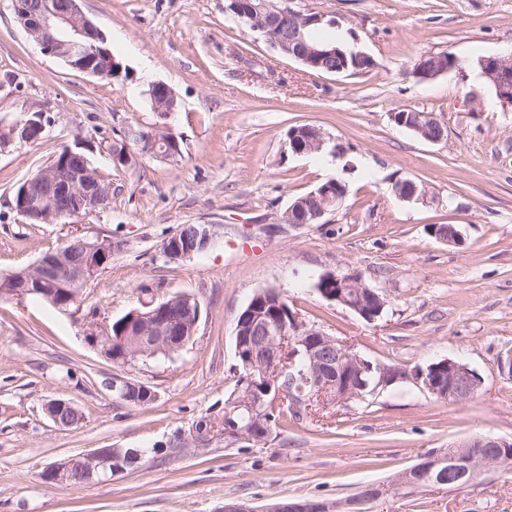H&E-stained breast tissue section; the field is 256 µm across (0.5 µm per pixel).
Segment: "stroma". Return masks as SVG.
I'll return each instance as SVG.
<instances>
[{
	"mask_svg": "<svg viewBox=\"0 0 512 512\" xmlns=\"http://www.w3.org/2000/svg\"><path fill=\"white\" fill-rule=\"evenodd\" d=\"M225 0H82L125 74L102 80L46 55L0 0V113L38 103L43 139L0 152V275L33 264L72 232L123 242L78 302L0 297V512H222L283 499L337 500L480 434L512 439V380L498 359L512 350V110L502 108L477 58L512 46V0H295L327 13L348 44L374 58L365 74H313L233 20ZM467 60L432 80L413 72L420 55ZM161 82L178 109L159 117L146 91ZM432 113L442 142L396 126L393 112ZM320 127L340 154H295L288 131ZM162 127L180 161L145 157L117 168L106 141L131 128ZM83 152L112 183L105 210L78 224H28L14 191L62 148ZM348 186L326 223L294 229L280 217L329 179ZM426 191L401 199L396 182ZM185 224H210V247L166 262L163 242ZM438 224L458 225L448 245ZM362 273L388 297L364 321L326 301L325 273ZM276 288L307 324L367 359L408 371L457 359L483 383L462 405L403 379L324 418L289 424L268 440L183 453L165 446L203 417L221 422L238 358L234 330L255 292ZM175 293L200 306L188 345L122 365L89 339L141 301ZM155 393L129 406L114 378ZM63 399L83 421L61 428L45 405ZM141 448L145 463L106 482L52 485L43 469L95 448ZM373 512H512V472L462 490L431 488L374 505Z\"/></svg>",
	"mask_w": 512,
	"mask_h": 512,
	"instance_id": "obj_1",
	"label": "stroma"
}]
</instances>
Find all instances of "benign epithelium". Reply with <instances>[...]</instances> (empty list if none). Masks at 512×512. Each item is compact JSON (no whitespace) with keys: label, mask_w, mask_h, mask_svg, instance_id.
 <instances>
[{"label":"benign epithelium","mask_w":512,"mask_h":512,"mask_svg":"<svg viewBox=\"0 0 512 512\" xmlns=\"http://www.w3.org/2000/svg\"><path fill=\"white\" fill-rule=\"evenodd\" d=\"M81 0H15V13L20 23L42 51L62 59L67 66L100 79L114 78L117 61L107 45V40L92 21L83 13ZM235 15L248 17L252 28L259 31L268 45L277 53L303 65L319 66L326 57L325 49L310 43L305 30L325 18L323 13H306L291 5L290 0H260L245 15L234 10ZM484 77L493 84L498 101L512 108V51L492 55L481 60ZM450 71L442 56L426 55L415 69L421 79H432ZM148 95L155 111H161L159 100L168 101L166 111L174 109V93L164 83L150 85ZM400 126L431 143H440L443 135L437 132L441 122L425 113H405L399 118ZM46 131L44 111L36 104L26 103L14 118L0 151L15 144H34ZM308 135L289 137V147L295 154L318 152L326 143L325 134L317 128H308ZM180 150L177 137L172 136L160 145L157 129L130 130L122 136L119 146H107L112 162L126 167L136 164L140 157L150 155L170 160ZM112 188L97 180L87 157L71 149L60 167L45 165L40 172L24 181L19 214L37 224H53L64 216L92 215L109 197ZM395 192L404 200L422 198L425 191L411 180L395 184ZM342 199L340 184L330 179L299 198L283 214L281 221L297 228L305 224H318L332 214V207ZM215 232L209 225L196 231L195 239L173 237L164 241V256L171 262L191 257L204 251L211 243ZM435 235L448 244H458L462 233L455 224L437 226ZM116 248L110 238L95 242L86 241L82 260H72V251L65 244L44 253L27 270L12 274L16 288L10 291L15 298L28 292L27 282L34 278L53 286L47 298L60 308L76 303L83 288L111 260ZM326 287L320 295L329 302H337L352 310L367 321L380 315L387 303L386 295L365 283L359 274L322 275ZM263 295L255 293L246 307L239 313L235 326V349L243 360L247 375L237 386L241 397L228 412L224 422V442L235 445L255 444L269 431L264 416V398L272 397L279 403L287 392L296 390L308 394V399L333 400L339 404L369 388L361 382L364 369L375 371L374 388L385 387L399 379L411 378L429 393L451 403L462 404L470 400L482 384L481 378L465 364L445 359L441 365L430 367V372L417 369L406 373L388 364H373L365 360L354 348L343 340L302 321L297 313L287 307L283 298H278V315L265 314L261 307ZM143 309L130 312L127 329L115 338L101 341L98 329H93L90 338L101 347L112 361L127 364L140 357H154L159 353L173 354L187 344V338L195 335L200 309L186 305L183 317L174 320L168 305L152 301L142 303ZM119 390L124 398L141 405L154 400V392L146 385L130 379L120 380ZM73 408L69 401L55 400L47 407L50 419L58 427H69L67 413ZM209 435L191 434L172 443V452L185 448H204ZM477 447L494 448L496 452L472 456L463 461L464 467L447 465L442 457L431 454L395 475L389 482L374 484L365 495L356 500L329 503L316 500L304 502L287 500L271 503L261 512H346L362 508L382 499L398 498L424 490L431 485L454 482L460 488L480 483L482 477L493 471L512 470V457L504 449L512 446V440L492 435L476 437ZM129 455L122 448H95L55 461L47 465L42 479L47 483L69 484L74 476L82 482L105 481L123 472L128 466Z\"/></svg>","instance_id":"1"}]
</instances>
